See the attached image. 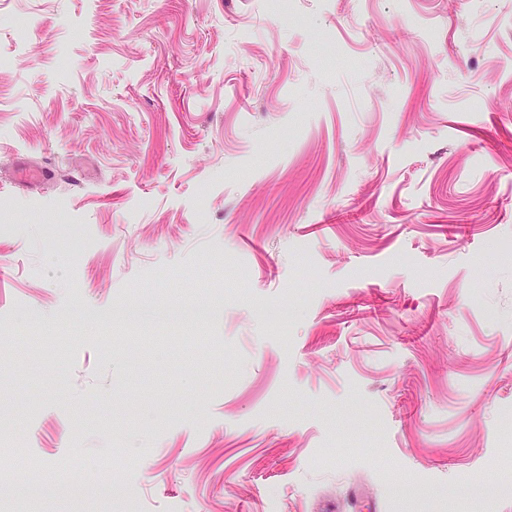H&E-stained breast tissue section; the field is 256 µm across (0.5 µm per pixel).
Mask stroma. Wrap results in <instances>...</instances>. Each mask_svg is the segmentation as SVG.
I'll return each instance as SVG.
<instances>
[{
  "mask_svg": "<svg viewBox=\"0 0 512 512\" xmlns=\"http://www.w3.org/2000/svg\"><path fill=\"white\" fill-rule=\"evenodd\" d=\"M1 224L0 512H512V0H0Z\"/></svg>",
  "mask_w": 512,
  "mask_h": 512,
  "instance_id": "35a3bbf8",
  "label": "stroma"
}]
</instances>
